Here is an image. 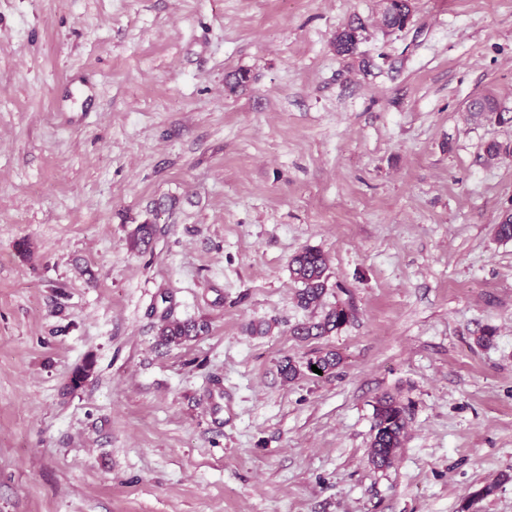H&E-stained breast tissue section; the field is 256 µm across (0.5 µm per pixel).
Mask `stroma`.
Instances as JSON below:
<instances>
[{
  "label": "stroma",
  "mask_w": 512,
  "mask_h": 512,
  "mask_svg": "<svg viewBox=\"0 0 512 512\" xmlns=\"http://www.w3.org/2000/svg\"><path fill=\"white\" fill-rule=\"evenodd\" d=\"M414 3L0 0V512H512V123L464 111H512V0ZM306 247L351 318L301 340ZM168 315L207 329L159 344ZM412 2L413 0H385L382 14L383 24L389 29L398 30L407 26L413 17ZM363 30V24L357 18L353 19L341 31L336 33L335 49L337 55L351 56L355 54ZM466 112H471L477 117L497 113L500 114V118L503 122L512 121L509 112L502 108L496 96L491 92L481 94L470 100ZM341 362V356L335 351H327L319 354L313 358H309L305 363L297 365L293 360L286 359L285 363L281 366L282 374L289 380L296 379L305 371L314 373L311 369L312 365H316L318 369L322 370V374L331 373ZM406 425V410L396 399L384 396L377 400L369 451L375 467L388 468L393 464L397 450L402 447Z\"/></svg>",
  "instance_id": "1"
}]
</instances>
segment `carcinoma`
Segmentation results:
<instances>
[{
  "mask_svg": "<svg viewBox=\"0 0 512 512\" xmlns=\"http://www.w3.org/2000/svg\"><path fill=\"white\" fill-rule=\"evenodd\" d=\"M413 0H387L384 3L382 20L389 29H402L410 23L413 17ZM364 30L360 19L349 22L341 31L336 33L335 49L340 56L355 54ZM467 111L478 117L497 113L504 122L512 117L502 108L496 96L487 92L481 94L467 105ZM157 234L155 222L145 220L137 225L133 235V246L144 251L148 250ZM289 270L293 279L300 283L297 291L298 306L304 310L321 306L327 290V262L324 255L314 248H304L296 253L289 262ZM350 319V311L344 305H338L324 313L317 321H307L295 325L292 332L304 339L313 336H325L340 329ZM207 325L196 321H181L165 318L158 328V336L164 343L180 342L204 332ZM341 362V356L335 351H327L303 364H296L287 359L281 366L282 374L293 380L304 372H312L311 366H316L322 373L328 374ZM94 367V360L88 359L76 367L70 377L69 387L79 388L89 377ZM407 417L405 408L391 396L377 400L374 406L373 435L370 444L369 459L377 468H388L393 464L397 450L402 447L405 437Z\"/></svg>",
  "mask_w": 512,
  "mask_h": 512,
  "instance_id": "obj_1",
  "label": "carcinoma"
}]
</instances>
